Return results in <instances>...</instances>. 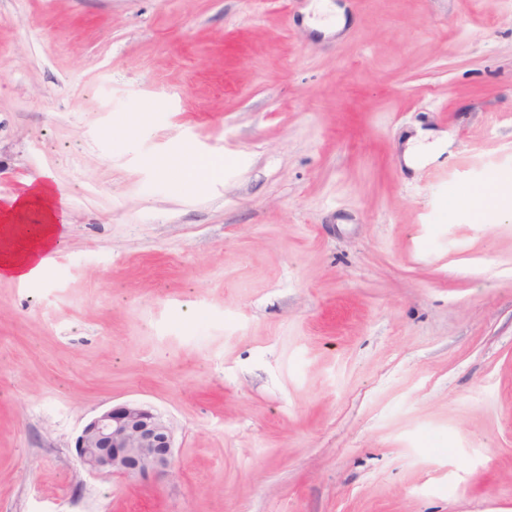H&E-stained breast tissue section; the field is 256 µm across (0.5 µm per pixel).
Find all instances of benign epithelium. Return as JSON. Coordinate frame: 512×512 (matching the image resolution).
Returning a JSON list of instances; mask_svg holds the SVG:
<instances>
[{
	"label": "benign epithelium",
	"mask_w": 512,
	"mask_h": 512,
	"mask_svg": "<svg viewBox=\"0 0 512 512\" xmlns=\"http://www.w3.org/2000/svg\"><path fill=\"white\" fill-rule=\"evenodd\" d=\"M75 450L93 476L146 480L168 477L175 468L170 423L138 402L113 405L92 417L77 436Z\"/></svg>",
	"instance_id": "7a95c632"
}]
</instances>
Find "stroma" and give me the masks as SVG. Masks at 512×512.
Segmentation results:
<instances>
[{
	"label": "stroma",
	"mask_w": 512,
	"mask_h": 512,
	"mask_svg": "<svg viewBox=\"0 0 512 512\" xmlns=\"http://www.w3.org/2000/svg\"><path fill=\"white\" fill-rule=\"evenodd\" d=\"M310 2L0 0V203L67 196L0 275V512H512V0ZM125 401L173 477L78 464ZM432 139V141H429ZM451 142L445 136H439L432 131H418L408 138L405 151L406 164L417 170L424 162H433L448 151ZM487 198H499V205L495 210V216L498 214H508L507 209H510V213L512 214V205H510V179L505 177L501 181H496L492 184H489L484 192ZM65 200L58 197L48 182H39L20 198H14L0 205L6 222L18 220L21 216L36 213L39 224L28 226L29 244L26 248L17 246L14 224L5 223L0 227V269L20 280H35L45 273L51 250L59 235H63V206Z\"/></svg>",
	"instance_id": "1"
}]
</instances>
